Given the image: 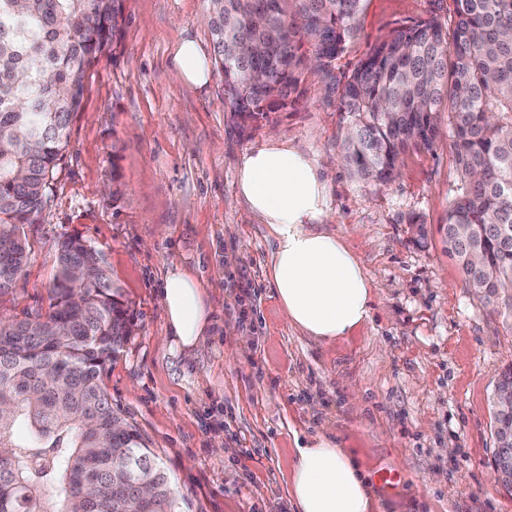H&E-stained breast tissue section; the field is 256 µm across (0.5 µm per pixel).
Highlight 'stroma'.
<instances>
[{"label": "stroma", "instance_id": "1", "mask_svg": "<svg viewBox=\"0 0 512 512\" xmlns=\"http://www.w3.org/2000/svg\"><path fill=\"white\" fill-rule=\"evenodd\" d=\"M205 9L206 0H124L121 38L87 71L46 206L24 227L30 260L0 296V316L47 311L62 239L81 236L104 254L134 330L102 383L183 512H296L295 442L322 432L358 449L370 475L396 473L393 485L375 484L374 512H512L491 465V401L512 364V322L483 308L442 249L437 228L458 181L447 136L403 154L385 186L355 181L338 152L345 116L310 74L292 111L241 130L219 76L200 88L172 79L175 42L212 49ZM452 9V0H363L337 73L395 28L446 24ZM273 132L317 160L329 191L319 229L340 236L372 277L371 321L333 342L288 323L269 280L274 241L238 192L243 155ZM414 216L427 245L411 239ZM173 259L213 305L211 330L189 353L160 344L159 288ZM218 440L233 455L218 454Z\"/></svg>", "mask_w": 512, "mask_h": 512}]
</instances>
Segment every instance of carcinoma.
Here are the masks:
<instances>
[{"label":"carcinoma","instance_id":"carcinoma-1","mask_svg":"<svg viewBox=\"0 0 512 512\" xmlns=\"http://www.w3.org/2000/svg\"><path fill=\"white\" fill-rule=\"evenodd\" d=\"M123 0H0V295L31 248L88 68L123 20ZM363 0H209L206 21L224 100L243 128L294 107L313 73L347 118L350 175L385 185L406 150L430 149L448 112L460 184L439 225L463 281L512 319V0H453L394 30L348 75L334 62ZM48 311L0 320V512H181L140 433L112 410L102 372L132 334L103 254L78 235L57 244ZM493 463L512 488V417L493 409ZM51 487L50 503L41 498Z\"/></svg>","mask_w":512,"mask_h":512}]
</instances>
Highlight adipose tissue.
<instances>
[{"instance_id": "ef3b65f1", "label": "adipose tissue", "mask_w": 512, "mask_h": 512, "mask_svg": "<svg viewBox=\"0 0 512 512\" xmlns=\"http://www.w3.org/2000/svg\"><path fill=\"white\" fill-rule=\"evenodd\" d=\"M172 60L176 83L210 81L212 61L195 40L178 42ZM237 185L273 234L270 281L289 324L322 342L364 326L371 278L341 239L316 228L327 215L328 191L313 156L270 136L243 156ZM159 313L183 350L196 348L209 331L207 292L178 262L163 276ZM289 493L298 512H370L376 497L353 449L325 435L296 446Z\"/></svg>"}]
</instances>
